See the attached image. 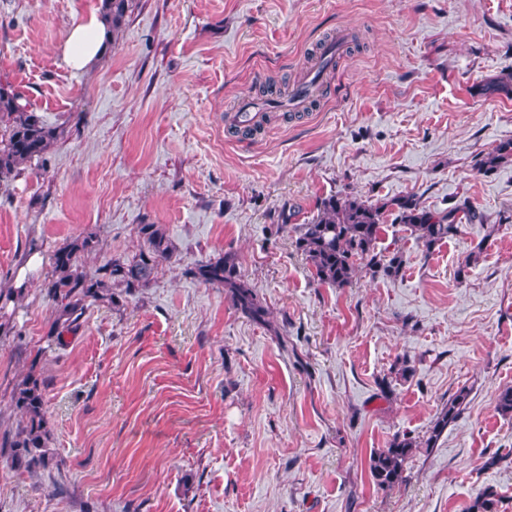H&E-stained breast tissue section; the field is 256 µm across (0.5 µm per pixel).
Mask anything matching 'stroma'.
<instances>
[{
    "mask_svg": "<svg viewBox=\"0 0 512 512\" xmlns=\"http://www.w3.org/2000/svg\"><path fill=\"white\" fill-rule=\"evenodd\" d=\"M100 4L0 0V80L65 128L47 172L0 181V289H24L0 335V440L32 373L53 454L29 473L0 444V512H467L487 486L512 512V161L478 169L512 141V0H134L115 48L71 73L60 47ZM333 40L304 108L233 132L244 100L312 75ZM346 193L487 220L428 252L385 217L376 249L401 250V274L336 288L292 227ZM142 224L172 262L53 337V252L96 229L91 270L137 251ZM223 256L265 322L189 276ZM462 388L406 483L375 486L371 453L425 435Z\"/></svg>",
    "mask_w": 512,
    "mask_h": 512,
    "instance_id": "obj_1",
    "label": "stroma"
}]
</instances>
